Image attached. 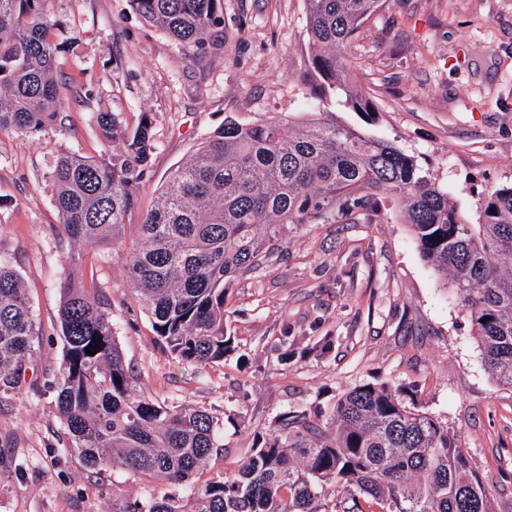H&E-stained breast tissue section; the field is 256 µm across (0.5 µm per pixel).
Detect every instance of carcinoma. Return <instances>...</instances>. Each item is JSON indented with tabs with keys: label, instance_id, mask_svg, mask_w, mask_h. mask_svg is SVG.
<instances>
[{
	"label": "carcinoma",
	"instance_id": "cac0c4a2",
	"mask_svg": "<svg viewBox=\"0 0 512 512\" xmlns=\"http://www.w3.org/2000/svg\"><path fill=\"white\" fill-rule=\"evenodd\" d=\"M47 2L0 0V133H38L65 103ZM131 2L145 22L198 50L218 37L221 0ZM382 2L305 0L304 75L318 111L331 113L343 96L346 107L376 120L342 52ZM96 122L117 148L61 156L54 204L73 242L121 246L157 142L146 112L134 126L122 112H99ZM383 199L411 227L423 260L451 275L486 370L512 389V185L488 194L481 222L470 224L415 157L336 119L294 130L275 116L225 119L172 172L137 225L126 253L131 288L171 356L219 364L235 349L224 329L226 285L269 263L292 231L338 223L355 209L370 223ZM84 262L85 254L72 252L62 270L63 359L49 384L68 447L93 470L188 489L135 499L124 512H493L448 425L411 408L405 390L388 384L348 391L327 424L307 412L260 423L238 472L195 480L224 447L218 421L157 399L126 365L111 312L75 280ZM42 341L21 277L0 263L1 393L25 378Z\"/></svg>",
	"mask_w": 512,
	"mask_h": 512
}]
</instances>
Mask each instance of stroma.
<instances>
[{"instance_id":"1","label":"stroma","mask_w":512,"mask_h":512,"mask_svg":"<svg viewBox=\"0 0 512 512\" xmlns=\"http://www.w3.org/2000/svg\"><path fill=\"white\" fill-rule=\"evenodd\" d=\"M222 3L226 41L201 54L146 24L129 0H49L58 71L92 101L71 102L39 133H0V254L21 276L44 334L33 368L0 398V512H124L129 501L179 491L157 477L95 472L66 446L47 379L63 356L58 312L72 245L51 172L60 156L107 150L98 112L149 113L157 149L128 218L137 224L225 119H318L303 73L304 0ZM343 57L379 114L369 124L339 102L337 120L413 155L477 223L485 195L512 184V0H385ZM85 253L126 361L158 398L217 417L224 446L203 479L237 470L252 444L249 426L284 411L327 420L344 392L387 383L447 423L495 512H512V390L485 369L451 279L421 258L408 225L359 219L290 233L282 257L231 283L235 350L206 368L159 344L130 288L124 249ZM325 336L334 348L323 355L314 345ZM283 337L296 351L286 365Z\"/></svg>"}]
</instances>
